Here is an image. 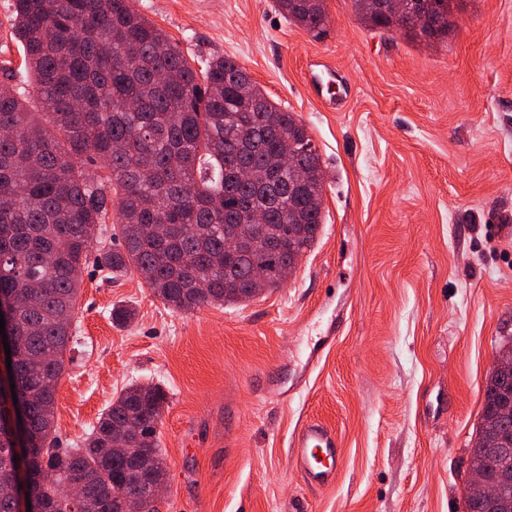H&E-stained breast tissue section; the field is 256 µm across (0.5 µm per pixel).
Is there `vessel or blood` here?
Returning <instances> with one entry per match:
<instances>
[{
  "label": "vessel or blood",
  "mask_w": 512,
  "mask_h": 512,
  "mask_svg": "<svg viewBox=\"0 0 512 512\" xmlns=\"http://www.w3.org/2000/svg\"><path fill=\"white\" fill-rule=\"evenodd\" d=\"M339 450L335 435L325 426L304 425L293 444V462L311 482L331 483L336 475Z\"/></svg>",
  "instance_id": "b4317fda"
}]
</instances>
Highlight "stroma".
I'll list each match as a JSON object with an SVG mask.
<instances>
[{
    "label": "stroma",
    "instance_id": "1",
    "mask_svg": "<svg viewBox=\"0 0 512 512\" xmlns=\"http://www.w3.org/2000/svg\"><path fill=\"white\" fill-rule=\"evenodd\" d=\"M13 3L0 0V55L36 112ZM131 5L196 70L233 58L301 119L322 160L323 224L280 288L189 312L89 257L60 447L122 390L156 385L162 512H464L486 382L512 345V0H457L429 42L367 26L351 0H327L319 36L275 0ZM314 73L339 109L310 93ZM117 308L133 319L113 321ZM310 420L340 441L325 487L292 463Z\"/></svg>",
    "mask_w": 512,
    "mask_h": 512
}]
</instances>
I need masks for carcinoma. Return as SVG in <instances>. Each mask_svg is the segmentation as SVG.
I'll use <instances>...</instances> for the list:
<instances>
[{"label": "carcinoma", "instance_id": "1", "mask_svg": "<svg viewBox=\"0 0 512 512\" xmlns=\"http://www.w3.org/2000/svg\"><path fill=\"white\" fill-rule=\"evenodd\" d=\"M371 27H397L382 0H351ZM454 0H416L431 26L414 38L443 36ZM278 11L310 32L328 21L326 0H276ZM15 36L34 75L33 112L3 67L0 84V298L23 325L12 375L26 417L16 457L0 425V512H19L12 492L23 468L28 494L45 512H119L137 499L151 512L150 486L167 466L157 424L166 394L127 388L100 415L79 448L53 435L57 383L75 343L77 270L98 244L112 195L119 196L123 249H97L100 265L134 270L175 312L236 304L281 286L279 271L316 241L323 214L306 198L322 184V162L305 125L272 102L230 57L199 73L178 45L130 0H15ZM293 131L284 157L274 132ZM103 162L90 175L85 161ZM267 206L256 244L224 253L236 219ZM512 379L489 376L470 468L498 488L472 498L467 512H512V428L501 416ZM124 454L103 452L113 445Z\"/></svg>", "mask_w": 512, "mask_h": 512}]
</instances>
